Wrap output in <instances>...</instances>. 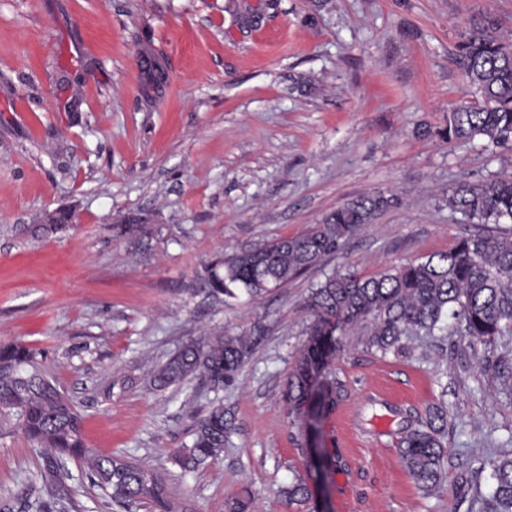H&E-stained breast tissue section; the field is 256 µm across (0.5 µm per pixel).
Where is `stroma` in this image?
Returning <instances> with one entry per match:
<instances>
[{"mask_svg": "<svg viewBox=\"0 0 512 512\" xmlns=\"http://www.w3.org/2000/svg\"><path fill=\"white\" fill-rule=\"evenodd\" d=\"M484 15L512 34V0H0V343L36 351L90 447L157 471L186 512L236 499L247 512H468L489 483L484 460L512 439L494 370L512 340L420 336L383 358L345 336L332 408L302 428L283 392L326 274L370 275L497 233L451 211L448 191L512 173V148L431 134L477 97L457 43ZM372 192L393 205L261 298L228 305L202 281L217 258ZM59 207L76 223L33 233ZM222 333L257 339L233 381L155 386L187 342ZM218 400L229 444L181 469ZM440 403L448 463L426 495L396 443ZM321 454L334 462L322 480ZM42 467L0 410V512H123L82 461L62 460L61 496ZM299 482L308 503L286 494Z\"/></svg>", "mask_w": 512, "mask_h": 512, "instance_id": "35a3bbf8", "label": "stroma"}]
</instances>
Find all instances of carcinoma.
Instances as JSON below:
<instances>
[{"mask_svg": "<svg viewBox=\"0 0 512 512\" xmlns=\"http://www.w3.org/2000/svg\"><path fill=\"white\" fill-rule=\"evenodd\" d=\"M461 64L480 94L478 102H459L448 109L433 135L443 141L486 139L512 146V40L497 34L492 17L460 33ZM393 204L383 193L347 200L321 223L294 236L275 238L258 248L241 249L209 265L204 280L210 290L230 299H257L330 255L365 224L374 223ZM448 208L468 220L512 222V176L494 175L473 184L457 183L448 194ZM313 321L296 357L284 391L289 413L299 420L311 404L330 407L336 379L322 374L340 337L363 336L366 349L385 357L404 355L410 340L453 329L493 344L512 336V233L468 235L443 253H435L372 275L332 272L310 289ZM253 351L248 336H208L191 341L157 370L161 387L198 379L212 386L232 381ZM494 369L501 389L512 392V358L499 359ZM0 409L18 415L25 436L41 448L43 479L59 492L58 461L85 462L100 487L125 512L151 504L158 512L173 505L161 476L142 464L100 456L86 444L81 415L41 368L36 352L18 344H0ZM441 406L429 409L426 420L411 422L398 441V453L416 486L433 491L445 474V429ZM234 430L224 404L211 405L195 424L192 443L179 454L184 468L197 469L217 461ZM488 491L472 503L471 512H512V453L489 458Z\"/></svg>", "mask_w": 512, "mask_h": 512, "instance_id": "carcinoma-1", "label": "carcinoma"}]
</instances>
